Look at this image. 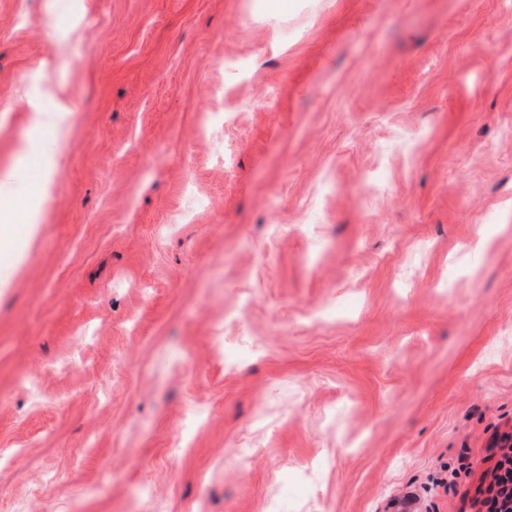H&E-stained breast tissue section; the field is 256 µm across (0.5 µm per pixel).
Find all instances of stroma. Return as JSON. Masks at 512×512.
<instances>
[{"instance_id":"obj_1","label":"stroma","mask_w":512,"mask_h":512,"mask_svg":"<svg viewBox=\"0 0 512 512\" xmlns=\"http://www.w3.org/2000/svg\"><path fill=\"white\" fill-rule=\"evenodd\" d=\"M511 127L512 0H0V512H476ZM30 123L33 129L43 131L53 129L59 137L65 138L75 122V113L64 99H57L53 109L33 107Z\"/></svg>"}]
</instances>
